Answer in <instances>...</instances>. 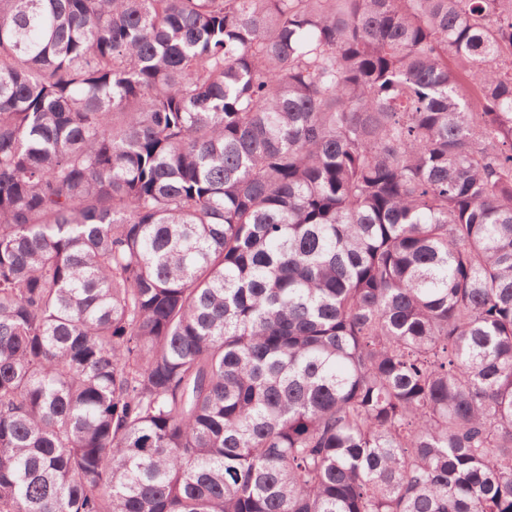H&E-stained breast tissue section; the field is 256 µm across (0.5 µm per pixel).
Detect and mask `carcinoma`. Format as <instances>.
Instances as JSON below:
<instances>
[{"mask_svg":"<svg viewBox=\"0 0 512 512\" xmlns=\"http://www.w3.org/2000/svg\"><path fill=\"white\" fill-rule=\"evenodd\" d=\"M0 512H512V0H0Z\"/></svg>","mask_w":512,"mask_h":512,"instance_id":"obj_1","label":"carcinoma"}]
</instances>
